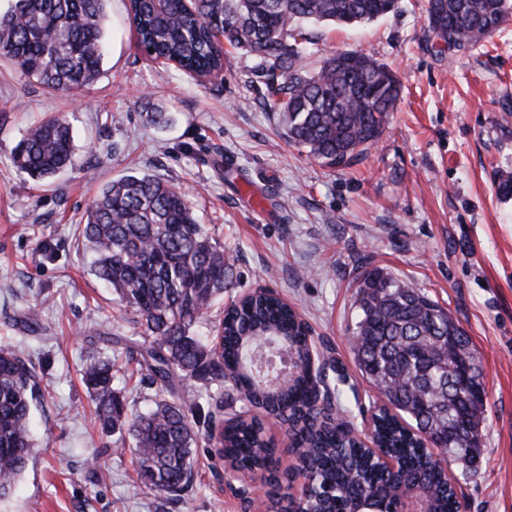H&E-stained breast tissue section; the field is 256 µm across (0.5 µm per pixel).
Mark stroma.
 I'll use <instances>...</instances> for the list:
<instances>
[{
    "instance_id": "1",
    "label": "stroma",
    "mask_w": 512,
    "mask_h": 512,
    "mask_svg": "<svg viewBox=\"0 0 512 512\" xmlns=\"http://www.w3.org/2000/svg\"><path fill=\"white\" fill-rule=\"evenodd\" d=\"M128 4L107 0L102 72L81 91L47 89L0 61V346L35 366L43 391L36 447L0 512H265L261 490L225 484L203 441L184 500L156 499L137 484L123 434L101 431L81 383L86 359L109 356L129 408L162 392L127 362L124 307L79 241L100 187L132 173L184 192L223 246L234 285L209 321L243 292L275 289L335 359L357 434L376 400L352 343L364 273L383 270L448 309L481 364L487 404L476 470L442 464L464 512H512V199L495 186L512 174V20L452 50L430 31L427 0H400L357 26L307 24L306 70L361 51L401 84L377 143L330 169L289 143L252 56L225 48L222 78L199 82L138 48ZM48 113L70 123L76 163L40 184L12 155Z\"/></svg>"
}]
</instances>
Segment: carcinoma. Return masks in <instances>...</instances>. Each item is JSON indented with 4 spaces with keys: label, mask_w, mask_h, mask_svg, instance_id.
I'll return each mask as SVG.
<instances>
[{
    "label": "carcinoma",
    "mask_w": 512,
    "mask_h": 512,
    "mask_svg": "<svg viewBox=\"0 0 512 512\" xmlns=\"http://www.w3.org/2000/svg\"><path fill=\"white\" fill-rule=\"evenodd\" d=\"M107 0H12L0 12V58L50 90L73 91L101 73L107 43ZM442 6L433 34L448 47L478 45L512 18V0H428ZM140 47L156 59L175 60L186 72L221 71L224 53L211 40L253 56L264 78L265 99L281 114L288 139L328 167L348 165L379 139L399 99V81L384 64L356 52L334 54L320 68L304 65L306 22L350 26L397 8V0H194L188 12L177 0H130ZM75 161L70 124L48 115L14 150L18 172L49 180ZM82 245L92 271L125 308L148 346L128 349L147 380L175 392L185 381L224 385L226 376L244 402L292 422L310 450L302 512H347L361 496L381 512H400L415 488L431 493L433 512H448V474L439 453L466 467L478 449L459 433L484 413L460 387L481 380L459 370L473 358L469 337L448 310L379 269L358 286L360 320L355 346L359 368L390 399L393 413L379 416L378 447L403 459L398 473L375 463L315 407L327 376L311 377L305 363L307 325L274 294L259 293L224 308L216 325L207 311L224 298L232 270L224 249L195 218L185 193L151 175H126L103 186L86 212ZM209 330L204 332V325ZM114 364L93 358L81 381L107 433L133 440L137 482L159 499L179 496L193 477L198 435L218 443L229 464L267 467L279 484V459L263 423L245 412L224 420V391L199 397L159 398L132 411L113 387ZM39 391L34 367L22 354L0 347V498L25 473L35 442L30 426ZM206 410L194 425L186 411ZM429 435L442 448H424Z\"/></svg>",
    "instance_id": "obj_1"
}]
</instances>
